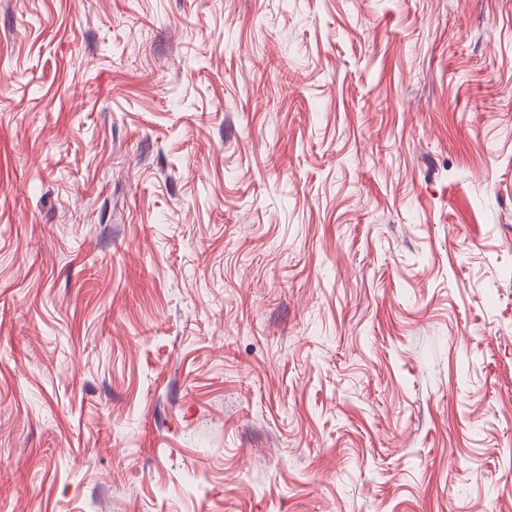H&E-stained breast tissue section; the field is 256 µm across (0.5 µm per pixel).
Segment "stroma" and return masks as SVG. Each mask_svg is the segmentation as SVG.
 <instances>
[{
	"label": "stroma",
	"instance_id": "obj_1",
	"mask_svg": "<svg viewBox=\"0 0 512 512\" xmlns=\"http://www.w3.org/2000/svg\"><path fill=\"white\" fill-rule=\"evenodd\" d=\"M0 512H512V0H0Z\"/></svg>",
	"mask_w": 512,
	"mask_h": 512
}]
</instances>
